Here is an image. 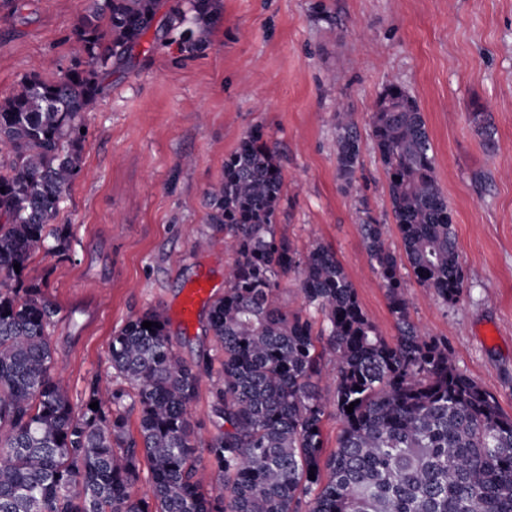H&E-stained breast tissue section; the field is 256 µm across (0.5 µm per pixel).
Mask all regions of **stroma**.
<instances>
[{"instance_id": "35a3bbf8", "label": "stroma", "mask_w": 512, "mask_h": 512, "mask_svg": "<svg viewBox=\"0 0 512 512\" xmlns=\"http://www.w3.org/2000/svg\"><path fill=\"white\" fill-rule=\"evenodd\" d=\"M88 0H0V95L40 63L54 76L77 64L69 37ZM193 53L146 38L113 69L109 94L84 119L82 171L59 217L71 227L68 259L38 254L25 279L45 282L59 313L50 328L74 407L87 381L112 379L109 343L129 317L158 305L173 314L205 278L224 293L233 259L207 232L205 192L224 157L262 127L286 191L276 231L299 251L332 247L363 310L383 336L397 334L360 233L387 224L400 250L386 175L369 118L383 87L406 86L432 140L436 175L454 213L467 273L457 304L443 306L404 278L412 320L448 339L458 367L512 415V0H223ZM354 112L362 139L352 183L336 169L337 103ZM484 114L493 135L473 120ZM210 303L191 328L170 331L193 360L212 349Z\"/></svg>"}]
</instances>
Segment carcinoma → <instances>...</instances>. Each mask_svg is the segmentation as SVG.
I'll use <instances>...</instances> for the list:
<instances>
[{
    "instance_id": "obj_1",
    "label": "carcinoma",
    "mask_w": 512,
    "mask_h": 512,
    "mask_svg": "<svg viewBox=\"0 0 512 512\" xmlns=\"http://www.w3.org/2000/svg\"><path fill=\"white\" fill-rule=\"evenodd\" d=\"M166 4L91 0L70 37L86 67L32 72L0 97V512H512V417L458 369L448 340L410 317L401 270L446 306L466 275L424 116L397 81L370 126L403 255L386 245V225H360L397 336H382L330 247L304 254L277 235L285 180L255 127L206 193V223L233 255L207 316L215 354L187 361L165 310L151 307L113 332L112 382L90 377L74 408L49 334L58 309L23 270L41 251L68 256L70 225L55 220L82 171L83 118L107 94V71L151 32L199 49L222 10L221 0H173L161 18ZM334 120L336 168L349 184L362 142L344 105ZM288 278L301 298L293 311L279 298ZM327 364L335 388L325 392ZM205 379L219 432L202 440L192 404ZM330 407L343 427L328 453ZM204 458L210 489L197 479Z\"/></svg>"
}]
</instances>
